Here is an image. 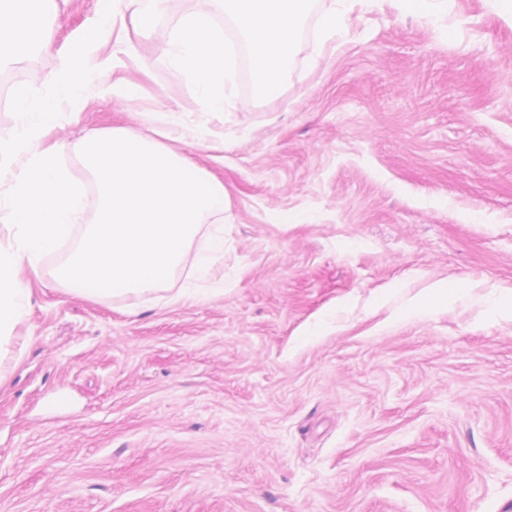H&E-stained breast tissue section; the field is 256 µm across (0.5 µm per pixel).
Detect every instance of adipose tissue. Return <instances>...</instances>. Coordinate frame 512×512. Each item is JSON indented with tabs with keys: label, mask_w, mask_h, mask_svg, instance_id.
<instances>
[{
	"label": "adipose tissue",
	"mask_w": 512,
	"mask_h": 512,
	"mask_svg": "<svg viewBox=\"0 0 512 512\" xmlns=\"http://www.w3.org/2000/svg\"><path fill=\"white\" fill-rule=\"evenodd\" d=\"M164 2L111 0V27L101 26L95 15L88 23L99 36L115 35L118 52L131 57L137 55L138 48L125 34L127 19L150 26L161 16ZM218 2L251 49L252 70L261 93L276 97L279 73L293 53L307 0ZM56 8V0H0V61L22 56L35 47L50 51L53 37L48 20ZM162 53L171 67L191 78L199 111H223L233 72L224 57V37L211 28L208 18L189 16L180 20Z\"/></svg>",
	"instance_id": "ef3b65f1"
}]
</instances>
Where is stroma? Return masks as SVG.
<instances>
[{"instance_id": "35a3bbf8", "label": "stroma", "mask_w": 512, "mask_h": 512, "mask_svg": "<svg viewBox=\"0 0 512 512\" xmlns=\"http://www.w3.org/2000/svg\"><path fill=\"white\" fill-rule=\"evenodd\" d=\"M98 0H61L53 51L0 66L44 90ZM343 11L332 37L324 20ZM218 0H167L140 56L97 69L61 143L165 106L172 149L223 181L213 276L87 298L60 280L94 211L38 270L0 367V512H505L512 506V20L493 0H311L278 96L249 58L223 112L161 48ZM125 78L133 97L107 87ZM448 302L409 314L434 283Z\"/></svg>"}]
</instances>
